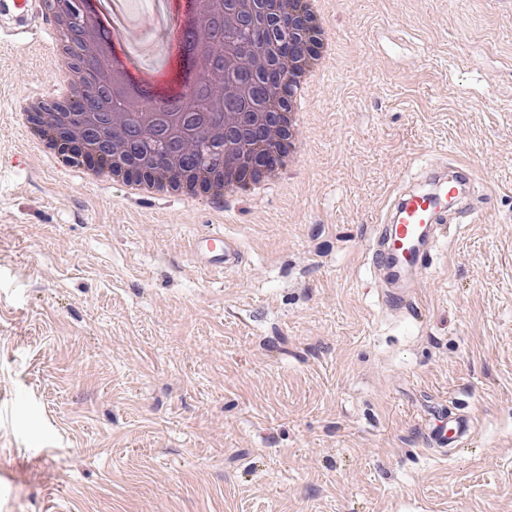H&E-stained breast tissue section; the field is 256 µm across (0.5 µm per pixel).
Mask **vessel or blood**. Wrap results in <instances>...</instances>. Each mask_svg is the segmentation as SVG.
Segmentation results:
<instances>
[{
  "mask_svg": "<svg viewBox=\"0 0 512 512\" xmlns=\"http://www.w3.org/2000/svg\"><path fill=\"white\" fill-rule=\"evenodd\" d=\"M0 12L13 17L16 36L22 41L48 26L47 19L36 18L34 0H0ZM461 192L460 182L444 181L427 192L401 195L391 214L376 227L369 248L370 269L380 272L389 287L416 291L420 283L414 273L428 265L435 242L446 237L448 205ZM196 247L211 270L236 268L242 262L238 241L221 233L202 236ZM471 428L465 416L439 418L427 430V444L435 448L455 446L468 437Z\"/></svg>",
  "mask_w": 512,
  "mask_h": 512,
  "instance_id": "b4317fda",
  "label": "vessel or blood"
}]
</instances>
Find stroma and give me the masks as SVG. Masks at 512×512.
Returning a JSON list of instances; mask_svg holds the SVG:
<instances>
[{
	"label": "stroma",
	"instance_id": "1",
	"mask_svg": "<svg viewBox=\"0 0 512 512\" xmlns=\"http://www.w3.org/2000/svg\"><path fill=\"white\" fill-rule=\"evenodd\" d=\"M327 9L299 166L190 204L48 165L13 114L58 64L0 19V512H512V0ZM425 163L479 217L391 307L371 227ZM435 407L477 423L447 458ZM197 253L205 262V267L222 271L237 268L242 263V253L238 241L223 233H209L198 239Z\"/></svg>",
	"mask_w": 512,
	"mask_h": 512
}]
</instances>
